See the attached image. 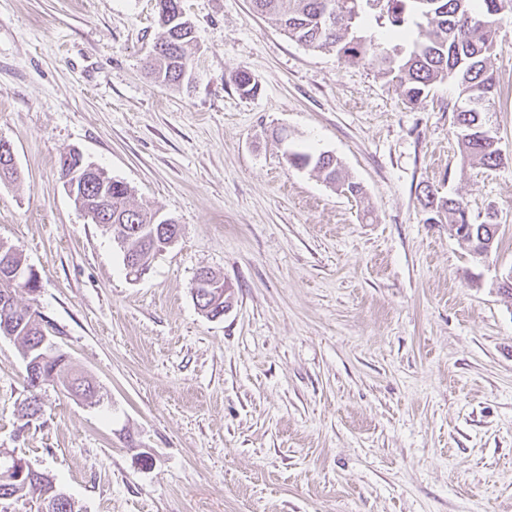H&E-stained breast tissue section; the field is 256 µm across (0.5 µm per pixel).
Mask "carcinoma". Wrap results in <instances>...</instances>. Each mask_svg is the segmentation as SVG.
I'll use <instances>...</instances> for the list:
<instances>
[{"mask_svg":"<svg viewBox=\"0 0 512 512\" xmlns=\"http://www.w3.org/2000/svg\"><path fill=\"white\" fill-rule=\"evenodd\" d=\"M336 6L337 23L331 28L319 27V17L328 2ZM504 0H252L254 12L274 18L288 38L313 50L336 52L345 61L367 60L378 73L398 83L404 101L412 106L423 104L433 86L450 81L457 89L453 105L454 125L459 130L465 158L488 169L499 166L502 154L497 136L486 126L484 114L491 111L498 88L491 65V56L498 47V26H478L475 21L485 18L496 21ZM166 14H158L160 35L151 55V73L161 84L181 81L193 66L192 28H183L188 20L179 16L181 0H165ZM372 21L385 29L374 38L364 33L366 22ZM231 82L240 95L253 96L258 83L252 74L240 67L230 74ZM287 162L295 168H310L323 181L340 191L357 197L361 186L345 179L341 162L333 155L310 151H290ZM130 189L122 181L106 173L91 174L83 183L84 203L91 210H101L98 223L108 225L112 234H126L138 225L141 232L129 242V256L150 261L157 255L151 250L153 239L160 238L156 212L130 203ZM428 220L437 224H474V233L485 239L496 235L491 219L477 223L468 212L463 198L441 196L427 185L419 197ZM43 334L32 318L23 323L15 336L22 353L45 361L33 365L35 374L56 375L65 381L63 388L70 394L91 399L95 396L92 383L76 372L66 354L47 353L42 344ZM38 473L27 481L5 480L0 477V498H40L41 479Z\"/></svg>","mask_w":512,"mask_h":512,"instance_id":"cac0c4a2","label":"carcinoma"}]
</instances>
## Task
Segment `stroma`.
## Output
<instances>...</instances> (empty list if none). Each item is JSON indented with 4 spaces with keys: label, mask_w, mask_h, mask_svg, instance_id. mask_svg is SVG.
<instances>
[{
    "label": "stroma",
    "mask_w": 512,
    "mask_h": 512,
    "mask_svg": "<svg viewBox=\"0 0 512 512\" xmlns=\"http://www.w3.org/2000/svg\"><path fill=\"white\" fill-rule=\"evenodd\" d=\"M195 65L148 73L155 0H0V240L20 294L98 400L41 390L0 336V448L80 512H512V13L486 115L502 164H463L453 84L408 105L368 62L290 40L251 0H181ZM246 67L257 94L229 75ZM337 157L359 197L286 152ZM77 150L181 228L132 278L66 191ZM495 214L479 258L427 223L424 186ZM230 288L212 320L198 271Z\"/></svg>",
    "instance_id": "35a3bbf8"
}]
</instances>
